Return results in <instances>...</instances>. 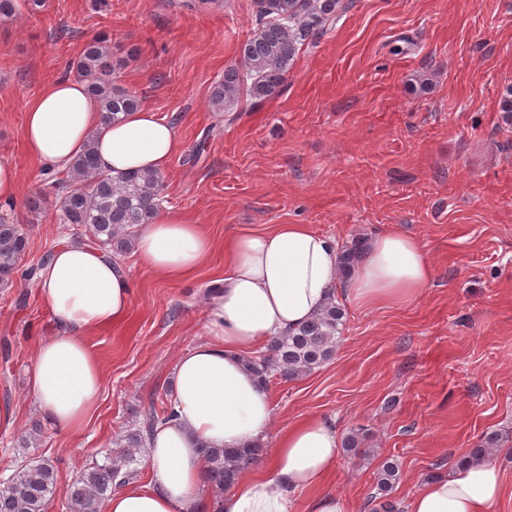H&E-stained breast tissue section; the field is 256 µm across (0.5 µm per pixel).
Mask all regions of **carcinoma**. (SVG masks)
Here are the masks:
<instances>
[{
	"instance_id": "carcinoma-1",
	"label": "carcinoma",
	"mask_w": 512,
	"mask_h": 512,
	"mask_svg": "<svg viewBox=\"0 0 512 512\" xmlns=\"http://www.w3.org/2000/svg\"><path fill=\"white\" fill-rule=\"evenodd\" d=\"M257 28L242 43L239 63L224 70L215 83L209 103L215 112H231L242 96L258 101L279 93L301 48L333 25L348 8L344 0H256ZM121 61L113 60L107 38L90 40L74 63L79 79L101 104V120L112 124L121 115L140 107V99L114 80ZM162 174L133 173L114 177L98 167L93 146H88L67 172L51 176L48 189L60 198L59 223L85 229L92 243L108 249L113 256L126 254L133 246L134 227L151 223L162 209ZM28 237L20 224L0 219V285H9L16 272L37 283L42 264L19 270V260ZM363 241L356 239L343 247V273L361 258ZM345 311L332 298L296 331L272 339L264 353L249 360L251 370L268 385L275 380L292 381L329 361L336 350ZM173 416L172 404L162 411L150 408L142 426L125 436L126 447L142 448L156 426ZM497 440L488 437L456 461L463 466L489 456ZM205 469L203 483L215 496L231 487L241 473L263 455V446L202 449ZM136 457L126 452L106 454L103 462L93 461L69 488L67 512H100L101 503L138 476ZM400 477L399 465L386 460L376 470V492L369 496L377 503L373 512H399L388 499ZM56 469L48 459L24 466L12 478L0 482V512H45L54 495Z\"/></svg>"
}]
</instances>
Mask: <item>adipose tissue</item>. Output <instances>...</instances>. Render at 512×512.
<instances>
[{
  "label": "adipose tissue",
  "mask_w": 512,
  "mask_h": 512,
  "mask_svg": "<svg viewBox=\"0 0 512 512\" xmlns=\"http://www.w3.org/2000/svg\"><path fill=\"white\" fill-rule=\"evenodd\" d=\"M101 105L69 76L43 85L25 112V147L45 173L68 169L94 143L100 165L113 175L165 171L182 148L174 127L142 108L105 125ZM216 248L202 225L162 214L139 226L134 254L140 266L170 281L190 278ZM224 275L210 291L206 336L175 366L171 421L148 442V483L114 492L108 512H206L198 494L202 447L240 448L265 440L274 406L246 365L255 348L295 330L337 291L338 244L307 224L225 239ZM433 282V266L412 236L390 231L373 238L348 280V293L369 307L400 305ZM37 288L56 332L37 347L30 390L60 432L89 422L100 397L102 370L87 339L121 323L133 300L130 266L111 253L65 239L51 251ZM259 470L241 474L219 501L220 512H292L297 492L312 494L311 512H351L323 486L336 469L340 436L326 419L297 418L282 430ZM505 493V476L490 460L422 484L407 512H491Z\"/></svg>",
  "instance_id": "obj_1"
}]
</instances>
